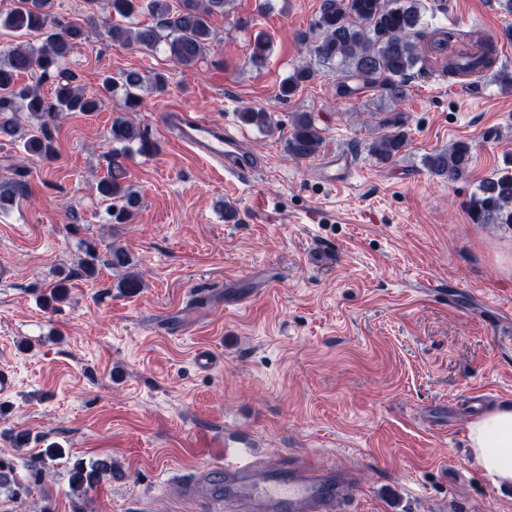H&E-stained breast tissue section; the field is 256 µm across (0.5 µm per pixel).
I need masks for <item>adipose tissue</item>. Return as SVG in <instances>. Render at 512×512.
<instances>
[{"label":"adipose tissue","mask_w":512,"mask_h":512,"mask_svg":"<svg viewBox=\"0 0 512 512\" xmlns=\"http://www.w3.org/2000/svg\"><path fill=\"white\" fill-rule=\"evenodd\" d=\"M472 454L497 483H512V403L507 402L467 426Z\"/></svg>","instance_id":"obj_1"}]
</instances>
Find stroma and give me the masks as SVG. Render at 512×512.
<instances>
[{
	"label": "stroma",
	"mask_w": 512,
	"mask_h": 512,
	"mask_svg": "<svg viewBox=\"0 0 512 512\" xmlns=\"http://www.w3.org/2000/svg\"><path fill=\"white\" fill-rule=\"evenodd\" d=\"M320 3L270 0L261 13L257 0H230L186 68L163 49L115 45L107 0H55L56 20L84 31L65 63L78 85L161 70L168 87L141 91L137 121L156 148L125 162L141 196L128 223H112L91 188L112 156V97L60 119L56 155L28 159V194L0 211V366L16 377L0 396V458L24 481L0 494V512H203L172 498L165 478L228 455L352 468L358 512H512V487L467 441L473 392L490 407L512 399V226L473 223L467 209L512 162V89L492 71L448 75L427 48L402 104L376 88L337 98L336 67L322 63L278 100L319 38ZM423 3L424 28L457 38H499L512 23L496 0ZM254 32L269 42L259 69L248 62ZM498 65L512 71L511 43L500 40ZM246 107L270 112L274 133L243 123ZM171 110L223 125L257 169L244 177L199 160L166 131ZM296 112L322 128L321 154L350 157L348 185L321 182L317 159L290 157ZM393 119L408 142L381 164L370 149ZM458 141L472 146L468 178L431 176L425 157ZM88 241L103 256L124 247L142 289L124 293L122 271L104 265L82 275ZM61 278L65 301L44 305ZM201 348L210 369L195 363ZM52 444L62 458L28 480L25 460ZM103 458L113 477L73 493L72 462ZM316 76L311 61L305 62L294 68L291 75L288 76L278 89V97L282 100H288L295 95L305 84L313 81Z\"/></svg>",
	"instance_id": "35a3bbf8"
}]
</instances>
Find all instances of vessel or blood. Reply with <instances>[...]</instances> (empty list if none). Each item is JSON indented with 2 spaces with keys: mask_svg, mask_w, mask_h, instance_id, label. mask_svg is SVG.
Returning a JSON list of instances; mask_svg holds the SVG:
<instances>
[{
  "mask_svg": "<svg viewBox=\"0 0 512 512\" xmlns=\"http://www.w3.org/2000/svg\"><path fill=\"white\" fill-rule=\"evenodd\" d=\"M163 124L200 158L243 174L257 165L237 140L210 122L174 110L164 114ZM352 169L347 156L333 154L321 160L318 174L327 184L342 186L351 180ZM214 472L223 479L222 489L203 477L181 485L186 496L205 502L209 512H355L356 479L341 467L312 460L279 466L228 456Z\"/></svg>",
  "mask_w": 512,
  "mask_h": 512,
  "instance_id": "vessel-or-blood-1",
  "label": "vessel or blood"
}]
</instances>
